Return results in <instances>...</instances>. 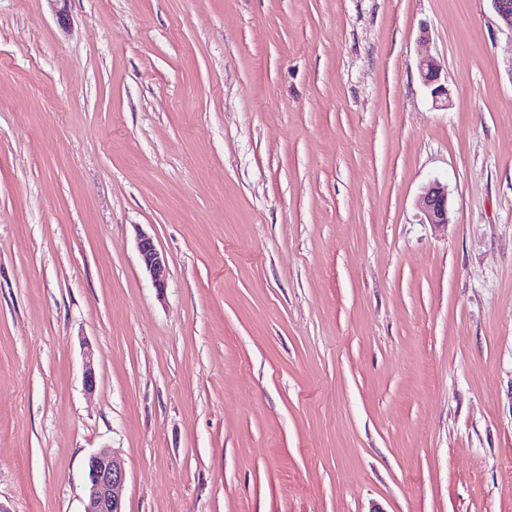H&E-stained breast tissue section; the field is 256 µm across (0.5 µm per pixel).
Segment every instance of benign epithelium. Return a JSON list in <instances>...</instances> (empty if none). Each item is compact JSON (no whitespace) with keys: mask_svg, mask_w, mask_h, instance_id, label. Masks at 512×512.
Segmentation results:
<instances>
[{"mask_svg":"<svg viewBox=\"0 0 512 512\" xmlns=\"http://www.w3.org/2000/svg\"><path fill=\"white\" fill-rule=\"evenodd\" d=\"M501 23L512 31V0H491ZM418 70L424 86L430 89L433 98L440 99L446 90L439 83L440 64L431 56L418 62ZM426 221L430 224L448 223V190L439 182L425 188L419 201ZM137 248L146 272L154 288L162 292L167 287L166 258L158 249L154 238L140 231ZM87 495L84 512H124L122 491L126 481L123 461L111 454L99 453L88 457L85 463Z\"/></svg>","mask_w":512,"mask_h":512,"instance_id":"1","label":"benign epithelium"}]
</instances>
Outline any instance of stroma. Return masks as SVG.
<instances>
[{"label":"stroma","mask_w":512,"mask_h":512,"mask_svg":"<svg viewBox=\"0 0 512 512\" xmlns=\"http://www.w3.org/2000/svg\"><path fill=\"white\" fill-rule=\"evenodd\" d=\"M99 452L124 512H512L491 0H0V503ZM418 70L421 81L424 86L430 89V93L435 101L442 96H448V93L439 83L440 80V64L431 56H424L418 62ZM419 205L429 224L448 223V190L440 182L425 188ZM137 248L146 272L149 274L154 288L163 292L167 287L166 258L158 249L154 238L145 231H139Z\"/></svg>","instance_id":"obj_1"}]
</instances>
